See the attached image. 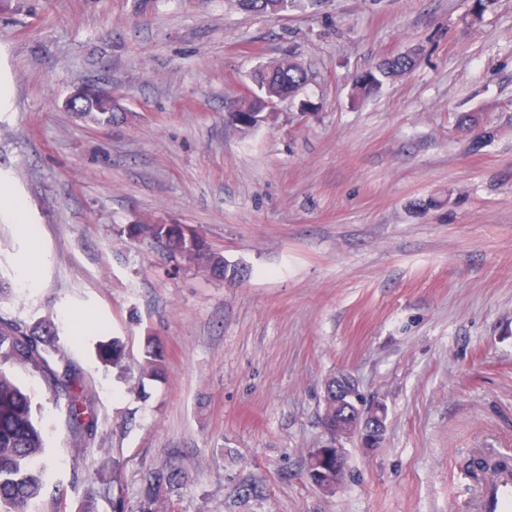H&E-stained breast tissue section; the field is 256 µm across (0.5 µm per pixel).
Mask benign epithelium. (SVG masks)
<instances>
[{
  "mask_svg": "<svg viewBox=\"0 0 512 512\" xmlns=\"http://www.w3.org/2000/svg\"><path fill=\"white\" fill-rule=\"evenodd\" d=\"M93 89L105 98L112 99V94L97 84H87L72 91L68 104L75 112L82 111V99L85 93ZM336 406L345 408V413L338 416L336 439L329 440L320 448L309 453L308 476L319 486L321 482L339 485L341 481V458L343 448L339 443L342 438L355 433L360 436L364 446L373 448L381 441L385 433L387 409L384 404L377 403L369 408L361 407L354 384L346 376L336 377Z\"/></svg>",
  "mask_w": 512,
  "mask_h": 512,
  "instance_id": "7a95c632",
  "label": "benign epithelium"
}]
</instances>
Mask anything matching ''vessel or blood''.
Listing matches in <instances>:
<instances>
[{
  "label": "vessel or blood",
  "instance_id": "1",
  "mask_svg": "<svg viewBox=\"0 0 512 512\" xmlns=\"http://www.w3.org/2000/svg\"><path fill=\"white\" fill-rule=\"evenodd\" d=\"M489 467L465 512H512V448L485 457Z\"/></svg>",
  "mask_w": 512,
  "mask_h": 512
}]
</instances>
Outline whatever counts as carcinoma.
Here are the masks:
<instances>
[{"label": "carcinoma", "instance_id": "cac0c4a2", "mask_svg": "<svg viewBox=\"0 0 512 512\" xmlns=\"http://www.w3.org/2000/svg\"><path fill=\"white\" fill-rule=\"evenodd\" d=\"M242 11L260 16H278L300 9L317 0H234ZM418 64L415 52L401 53L382 60L360 77L359 90L366 92L383 84V80L402 76ZM250 83L227 103V119L236 127L251 131L262 124L268 104L291 101L309 80L308 73L287 51L277 60L258 65L249 75ZM80 117L95 124L117 121V113L96 97L88 99ZM153 235L166 240L170 250L189 265L205 268L229 280L236 279L238 267L210 251L200 239L187 242L183 233L169 224L150 226ZM55 335L51 324L42 330L0 317V512H37L34 503L43 497L44 478L35 460L44 448L42 431L34 417L32 397L17 382L11 369L23 367L38 375L56 401L65 402L73 446L82 450L90 446L96 434L90 381L69 357L51 346L48 337ZM101 359L118 366L122 347L117 342L99 350ZM140 375L156 377L164 371L160 352L147 349L139 365ZM180 474L169 472L148 483L145 496L154 502L163 483L174 485Z\"/></svg>", "mask_w": 512, "mask_h": 512}]
</instances>
